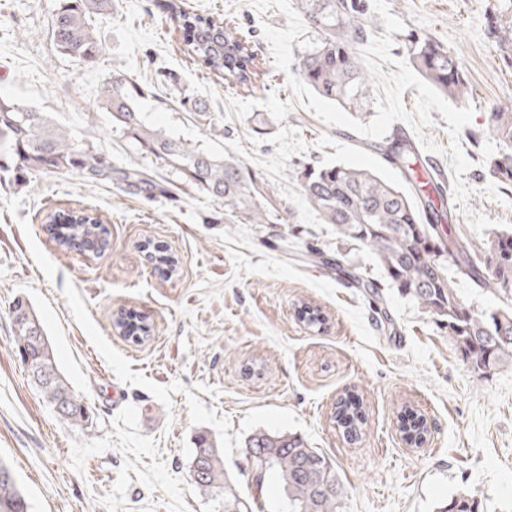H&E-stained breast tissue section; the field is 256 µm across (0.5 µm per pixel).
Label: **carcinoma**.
Returning <instances> with one entry per match:
<instances>
[{
	"label": "carcinoma",
	"instance_id": "1",
	"mask_svg": "<svg viewBox=\"0 0 512 512\" xmlns=\"http://www.w3.org/2000/svg\"><path fill=\"white\" fill-rule=\"evenodd\" d=\"M53 37L58 51L73 59L92 62L102 47L94 35L91 17L108 12L112 0H58ZM313 34L298 54L297 76L322 98L349 112L368 109L371 80L356 47L378 29L371 0H295ZM186 0H163L183 33L188 54L204 64L207 73L234 87L246 89L261 75L260 62L250 41L227 26L221 17H208L186 9ZM485 37L497 49L499 60L512 68V0H486ZM406 53L418 73L442 94L463 99L469 92L466 73L458 57L432 36L411 34ZM101 103L112 116L114 132L134 148L155 158L159 167L183 183L196 187L224 208L233 224H274L282 216L268 207L269 184L232 155H218L147 125L138 104L153 94V86L112 71L105 80ZM195 120L215 131L207 104L191 96L181 100ZM487 129L498 143L486 163L487 174L512 186V102L494 104ZM381 151L399 171L394 184L364 170L340 164L304 165L299 171L303 196L336 233L357 242L375 256L387 281L429 314L456 346L471 372L482 376L512 364V306L492 312L474 307L454 288L448 270L486 291L512 292V229L494 231L475 245L462 239L453 227L454 203L444 182L430 174L428 163L409 137L386 141ZM72 172L89 182L108 181L141 194L174 198L173 184L149 168L119 166L106 154L62 132L45 112L8 98H0V173L21 183L32 174ZM50 224L58 225L59 246L74 244L98 254L110 244L109 230L89 213L55 212ZM307 259L332 266L356 288L372 297L373 309L382 310L379 285L345 269L339 260L321 250H308ZM17 352L28 367L31 381L49 403L61 408L72 424L89 420L83 397L72 391L59 372L54 350L44 327L29 305L12 307ZM113 326L120 335H144L148 328L134 312L117 313ZM336 422L344 434L358 436L364 411L352 398L337 402ZM401 429L414 447L428 435L424 416L406 410ZM259 460L253 486L262 491L265 480L279 481L288 512H342L346 488L332 460L295 434L253 433L245 443ZM191 479L204 493L222 498L224 512H258L259 498H244L224 469V451L204 434L199 435L190 469ZM0 512H29L10 466L0 460ZM441 512H479L477 499L460 492Z\"/></svg>",
	"mask_w": 512,
	"mask_h": 512
}]
</instances>
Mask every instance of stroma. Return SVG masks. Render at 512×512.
Here are the masks:
<instances>
[{"label":"stroma","mask_w":512,"mask_h":512,"mask_svg":"<svg viewBox=\"0 0 512 512\" xmlns=\"http://www.w3.org/2000/svg\"><path fill=\"white\" fill-rule=\"evenodd\" d=\"M57 0H0V98L49 113L113 163L151 166L112 130L101 87L113 65L151 83L140 101L145 122L186 142L233 155L275 188L280 224H228L224 210L195 187L174 202L143 197L71 172L0 182V459L30 512H222L190 480L198 435L224 450L242 494L246 439L259 430L301 436L337 465L347 489L343 512H441L466 491L483 512H512V365L474 375L434 322L408 297L384 287V314L368 295L307 259L308 249L342 254L365 276L384 272L364 247L322 223L301 195L300 163L344 164L399 181L397 169L354 132L328 126L298 105L287 76L271 67L254 92L232 89L182 50L173 20L156 0H112L93 18L103 47L81 63L51 38ZM251 38L270 62L263 25L283 29L277 9L250 0H189ZM404 32L428 34L461 60L473 110L459 142L472 166L463 180L455 230L479 243L512 226V187L485 172L497 149L486 135L492 104L512 101V69L484 35L485 0H388ZM207 100L220 135L182 111V94ZM84 208L110 230L97 257L59 247L46 217ZM171 248L178 272L160 274L140 247ZM30 303L58 367L83 395L90 426L61 419L31 383L14 345L16 299ZM319 308L320 327L301 322L302 304ZM147 316L136 344L112 328L119 308ZM349 394L363 402L358 438L333 418ZM431 425L426 447L406 443L402 409Z\"/></svg>","instance_id":"1"}]
</instances>
